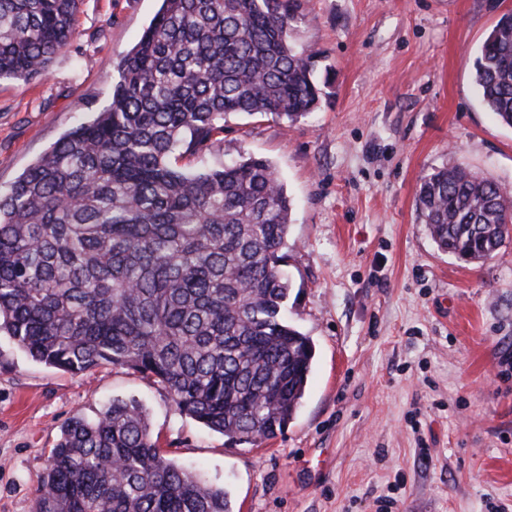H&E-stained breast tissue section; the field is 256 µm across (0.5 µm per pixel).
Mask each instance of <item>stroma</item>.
<instances>
[{
	"mask_svg": "<svg viewBox=\"0 0 512 512\" xmlns=\"http://www.w3.org/2000/svg\"><path fill=\"white\" fill-rule=\"evenodd\" d=\"M292 36L332 81L296 122L232 116L220 157L269 160L293 203L288 318L315 358L276 438L234 445L121 366L71 375L0 334V512H35L62 425L115 398L233 512H512V241L470 263L415 206L442 165L512 187V129L480 103L476 51L512 0H301ZM158 0H81L45 78L0 79V187L109 101Z\"/></svg>",
	"mask_w": 512,
	"mask_h": 512,
	"instance_id": "35a3bbf8",
	"label": "stroma"
}]
</instances>
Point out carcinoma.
I'll use <instances>...</instances> for the list:
<instances>
[{
	"mask_svg": "<svg viewBox=\"0 0 512 512\" xmlns=\"http://www.w3.org/2000/svg\"><path fill=\"white\" fill-rule=\"evenodd\" d=\"M80 0H0V78L44 75L74 39ZM300 0H161L121 59L107 106L0 190V330L72 375L122 365L233 444L296 413L314 345L283 314L291 203L271 162L216 152L231 115L295 122L323 89L290 40ZM473 80L512 128V12ZM437 247L485 261L512 237V192L460 166L421 178ZM36 512H231L227 492L167 458L134 399L65 424Z\"/></svg>",
	"mask_w": 512,
	"mask_h": 512,
	"instance_id": "carcinoma-1",
	"label": "carcinoma"
}]
</instances>
